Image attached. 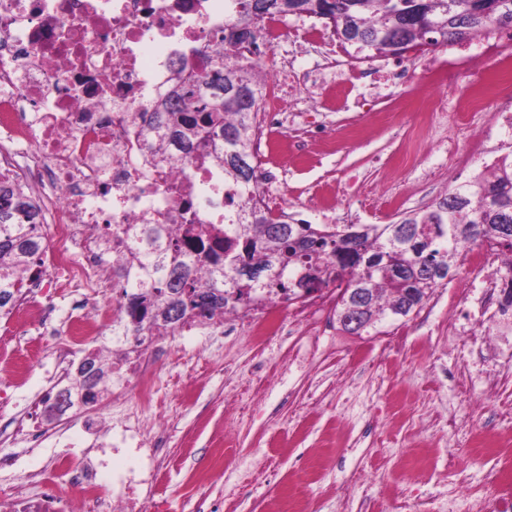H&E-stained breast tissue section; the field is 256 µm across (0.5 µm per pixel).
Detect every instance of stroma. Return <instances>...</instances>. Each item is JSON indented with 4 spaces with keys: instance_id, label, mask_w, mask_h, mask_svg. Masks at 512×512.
Returning a JSON list of instances; mask_svg holds the SVG:
<instances>
[{
    "instance_id": "35a3bbf8",
    "label": "stroma",
    "mask_w": 512,
    "mask_h": 512,
    "mask_svg": "<svg viewBox=\"0 0 512 512\" xmlns=\"http://www.w3.org/2000/svg\"><path fill=\"white\" fill-rule=\"evenodd\" d=\"M456 43L374 58V67L392 72L397 65L414 67L443 58L456 62L460 86L470 82L467 64L459 59ZM346 75L355 80L366 98L400 95L404 107L384 113L358 136L345 133L350 115L331 110L332 95L323 91L318 118L335 137V148L319 151L306 165H289L278 189V200L296 217L309 218L310 195L315 186L343 192L350 172L367 183L393 185L406 194L404 211L434 203L448 190L447 181L429 186L419 180L421 168L443 165L442 151L431 142L416 143L411 113L426 100L428 90L388 82L376 89L359 78L363 64L348 59ZM400 158L398 166L380 169V159ZM471 283L466 264H459L447 285L437 288L439 306L434 320L418 326L415 346L379 353L378 347L399 323L390 320L362 335L331 323L322 341L326 350L306 369L274 381L263 396L262 414L240 417L237 407L250 396L242 377L253 361L241 338H218L209 356V367L194 371L198 347L195 336L174 335L158 350L161 368L157 394L145 416L167 413L172 417L165 453L171 463L157 486L167 512H282L288 498H309L317 512H392L398 495L423 499L425 512H436L440 497L454 496L460 487L495 496L487 485L489 471L512 481V422L496 420V413L512 410V379L487 390L481 378H469L473 358L465 350L449 347L448 321L474 318L476 301H463L460 291ZM47 320L28 323L11 331L0 319V361L25 355L29 346L47 337L70 309L71 291L64 286L44 289ZM374 348L371 366L354 371L348 359L357 348ZM196 386L194 406H183L179 390ZM402 388L409 401L399 415H392L387 393ZM460 406L465 419L460 430L448 429L449 405ZM233 443L225 455L223 479L196 486L191 477L207 464L210 451L225 430ZM481 434L487 447L474 449L472 434ZM340 445L335 458L316 483L301 478L300 471L328 439ZM50 449H31L21 443H0V488L11 489L25 474L47 468ZM254 458L261 474L241 493L228 495L236 483L239 459Z\"/></svg>"
}]
</instances>
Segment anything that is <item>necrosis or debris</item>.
I'll list each match as a JSON object with an SVG mask.
<instances>
[{
  "instance_id": "necrosis-or-debris-1",
  "label": "necrosis or debris",
  "mask_w": 512,
  "mask_h": 512,
  "mask_svg": "<svg viewBox=\"0 0 512 512\" xmlns=\"http://www.w3.org/2000/svg\"><path fill=\"white\" fill-rule=\"evenodd\" d=\"M234 0H0V177L29 191L39 188L42 223L51 232L44 250V276L25 289L23 314L42 310L39 289L65 273L72 287L71 311L60 339L34 349V357L54 356V379L27 401L16 416L13 438L37 448L59 446L64 430L51 427L72 358L89 344L99 351L114 347L112 384L132 390L134 406L113 417L111 405L96 402L81 422L82 436L93 447L82 463L57 451L52 469L67 478L66 487L38 481L36 490L8 492L9 512H146L149 495L164 467L162 440L168 420H143L137 402L150 396L158 382V342L152 336L125 333L126 297L100 298L97 289L112 280L113 239L138 224H220L224 221V182L216 169L193 163L186 171L171 169L141 119L171 86L172 64L185 59L199 65L198 52L213 47L224 34V13ZM323 49L325 66L313 74L298 71L299 50ZM474 72L486 67L512 71V31L496 44L476 39L462 49ZM238 61L266 76L269 62L295 86L338 87L336 110L348 108V90L339 86L343 71L336 42L316 26L290 30L279 18L266 19L261 44L241 49ZM404 83L431 90L424 105V138L444 118L448 98H455L453 118L460 129L480 132L491 105L479 82L456 95L457 75L447 61H434L399 75ZM258 149L267 168L257 181L255 201L269 207L272 186L288 162L311 161L324 132L309 111L286 114L276 105H261ZM109 225L97 234L99 225ZM464 259L480 292L483 321L512 330V304L503 290L512 274L494 275L500 258L494 250H467ZM253 312L228 309L221 320H195L202 336L213 332L242 336L263 355L278 336H307L304 353L291 356L302 367L320 352L319 336L334 318L336 294L317 291L293 306L282 295L257 292ZM453 346L486 360L497 342L481 323L452 321ZM493 498L463 497L444 501L439 512H512V484L496 473Z\"/></svg>"
}]
</instances>
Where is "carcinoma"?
<instances>
[{
    "label": "carcinoma",
    "instance_id": "1",
    "mask_svg": "<svg viewBox=\"0 0 512 512\" xmlns=\"http://www.w3.org/2000/svg\"><path fill=\"white\" fill-rule=\"evenodd\" d=\"M481 0H242L224 19V50L205 55L198 74L180 65L174 90L153 112L141 115L166 154L183 169L188 155L224 171L231 210L222 224H186L172 236L165 224H141L122 246L121 288L133 291L127 331L173 332L188 320H218L231 301L246 303L257 290L299 295L296 284L319 290L336 284V317L348 298L365 299L363 328L388 316L407 317L453 276L464 248L493 242L512 255V160L440 197L396 224H283L251 203L258 180L254 154L261 88L252 69L238 64L240 46L272 15L317 18L341 43L367 58L423 52L498 29L512 30V0H498L494 19ZM35 199L0 180V312L13 306L24 277L44 250ZM188 244L193 254L184 252ZM75 376L78 393L92 389L95 403L112 386V363L85 356Z\"/></svg>",
    "mask_w": 512,
    "mask_h": 512
}]
</instances>
